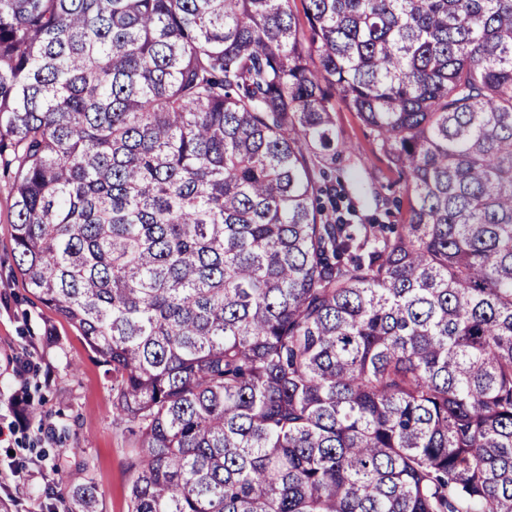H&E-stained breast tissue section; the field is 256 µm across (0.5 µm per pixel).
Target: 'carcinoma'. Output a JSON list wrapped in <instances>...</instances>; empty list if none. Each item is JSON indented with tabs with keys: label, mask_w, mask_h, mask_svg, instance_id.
Wrapping results in <instances>:
<instances>
[{
	"label": "carcinoma",
	"mask_w": 512,
	"mask_h": 512,
	"mask_svg": "<svg viewBox=\"0 0 512 512\" xmlns=\"http://www.w3.org/2000/svg\"><path fill=\"white\" fill-rule=\"evenodd\" d=\"M289 2L0 0L24 284L110 366L128 512H512V0ZM334 95L398 230L316 178Z\"/></svg>",
	"instance_id": "carcinoma-1"
}]
</instances>
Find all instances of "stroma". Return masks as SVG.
Returning a JSON list of instances; mask_svg holds the SVG:
<instances>
[{
	"mask_svg": "<svg viewBox=\"0 0 512 512\" xmlns=\"http://www.w3.org/2000/svg\"><path fill=\"white\" fill-rule=\"evenodd\" d=\"M332 116L343 148L315 164L341 181L356 206L353 223H405L408 198L381 143L343 102ZM14 220L12 184L0 178V512H55L46 488L81 468L98 488L97 512H127L137 437L113 419L108 366L25 287ZM19 395L39 405V420L19 425L12 407Z\"/></svg>",
	"mask_w": 512,
	"mask_h": 512,
	"instance_id": "1",
	"label": "stroma"
}]
</instances>
